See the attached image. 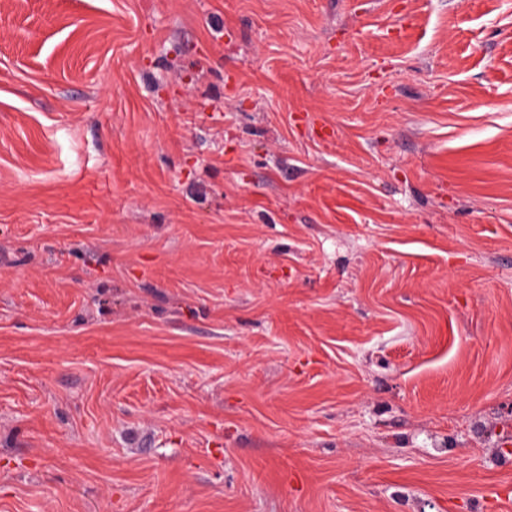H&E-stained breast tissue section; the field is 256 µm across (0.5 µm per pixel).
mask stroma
Segmentation results:
<instances>
[{"mask_svg":"<svg viewBox=\"0 0 512 512\" xmlns=\"http://www.w3.org/2000/svg\"><path fill=\"white\" fill-rule=\"evenodd\" d=\"M509 436L512 0H0V512H512Z\"/></svg>","mask_w":512,"mask_h":512,"instance_id":"obj_1","label":"stroma"}]
</instances>
